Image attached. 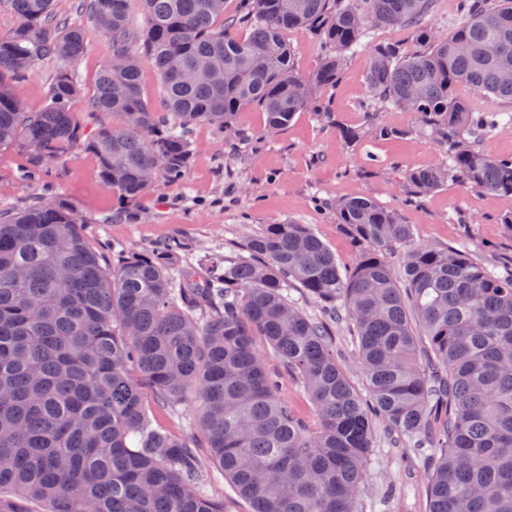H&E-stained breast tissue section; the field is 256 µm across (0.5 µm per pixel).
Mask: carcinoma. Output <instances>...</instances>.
Segmentation results:
<instances>
[{"label":"carcinoma","mask_w":512,"mask_h":512,"mask_svg":"<svg viewBox=\"0 0 512 512\" xmlns=\"http://www.w3.org/2000/svg\"><path fill=\"white\" fill-rule=\"evenodd\" d=\"M224 2L86 0L87 24L56 14L53 0H11L0 147L27 154L25 177L46 194L0 210V512L35 501L49 512H224L203 482L208 461L252 512H355L378 418L423 464L429 512H512V270L419 243L396 209L366 197L327 202L358 250L345 273L310 225L291 220L246 235L231 258L197 259L173 240L112 263L45 181L65 156L90 153L134 224L129 207L153 186L186 183L195 124L230 129L252 104L271 132L305 110L331 123L312 87L336 85L377 29L401 26L417 47H371L366 125L338 128L341 138L396 136L381 114L411 112L442 161L407 169V187L426 196L451 181L512 196V156L484 149L512 125V0H460L464 21L446 35L429 23L433 0H240L233 16ZM240 26L241 39L230 34ZM295 28L320 37L309 80L283 38ZM93 32L112 56L91 101L105 120L89 126L72 110L73 64ZM51 59L60 67L45 105L19 107L10 80ZM147 66L163 82L157 105L143 97ZM461 84L500 107L472 108ZM347 322L366 399L331 347L329 325ZM259 336L301 384L315 428L280 396ZM184 405L195 417L183 436L152 416Z\"/></svg>","instance_id":"carcinoma-1"}]
</instances>
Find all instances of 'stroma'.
Instances as JSON below:
<instances>
[{"label": "stroma", "instance_id": "35a3bbf8", "mask_svg": "<svg viewBox=\"0 0 512 512\" xmlns=\"http://www.w3.org/2000/svg\"><path fill=\"white\" fill-rule=\"evenodd\" d=\"M369 56V48H361L337 85L319 90L334 114L332 123L303 111L288 127L269 133L264 112L249 105L235 114L232 130L196 126L187 185H156L137 204L136 223L118 219L121 205L102 184L92 154L75 155L55 165L51 183L76 205L91 243L105 249H142L179 237L193 246L196 255L216 251L229 256L245 234L293 220L311 225L345 271L352 268L356 250L339 232L335 213L316 206L314 200L366 196L397 208L406 223L414 225L418 241L440 248L463 242L475 259H511L512 232L500 217L512 212V197L480 194L449 183L428 196L406 201L405 169L441 162L430 140L415 133L411 113H383V122L397 129V136L371 135L353 145L340 138L337 125L366 122ZM110 57L108 40L91 37L75 64L82 84L73 104L78 115L89 112L95 81ZM237 130L248 136L246 148L237 145L233 136ZM27 165L25 153L0 147V209H19L43 195L42 183L18 180ZM190 194L202 202V209L190 206L186 200ZM376 429L358 512H428L426 479L417 469L418 458L396 444L386 422L377 421Z\"/></svg>", "mask_w": 512, "mask_h": 512}]
</instances>
